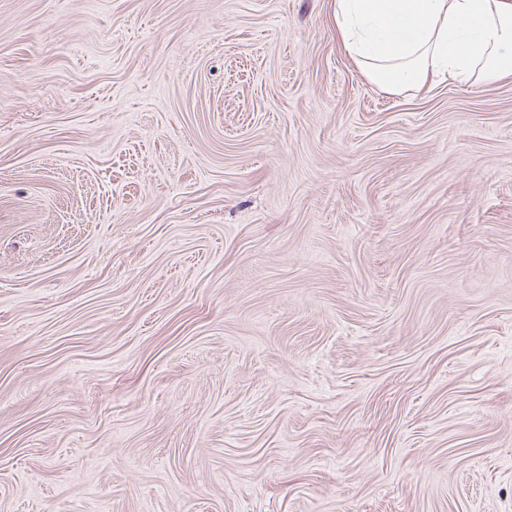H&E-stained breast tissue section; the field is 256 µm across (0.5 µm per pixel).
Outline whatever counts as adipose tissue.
I'll return each instance as SVG.
<instances>
[{"label": "adipose tissue", "mask_w": 512, "mask_h": 512, "mask_svg": "<svg viewBox=\"0 0 512 512\" xmlns=\"http://www.w3.org/2000/svg\"><path fill=\"white\" fill-rule=\"evenodd\" d=\"M333 15L347 54L386 92L512 78V0H334Z\"/></svg>", "instance_id": "1"}]
</instances>
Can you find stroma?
<instances>
[{"label":"stroma","instance_id":"obj_1","mask_svg":"<svg viewBox=\"0 0 512 512\" xmlns=\"http://www.w3.org/2000/svg\"><path fill=\"white\" fill-rule=\"evenodd\" d=\"M332 4L0 0V512H512V80Z\"/></svg>","mask_w":512,"mask_h":512}]
</instances>
